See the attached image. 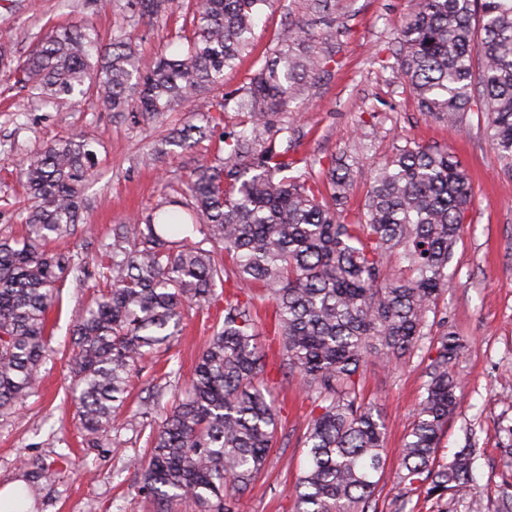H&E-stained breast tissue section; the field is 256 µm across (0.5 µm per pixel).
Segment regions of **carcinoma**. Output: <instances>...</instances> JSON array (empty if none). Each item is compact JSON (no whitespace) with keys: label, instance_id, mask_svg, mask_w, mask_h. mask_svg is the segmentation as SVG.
<instances>
[{"label":"carcinoma","instance_id":"obj_1","mask_svg":"<svg viewBox=\"0 0 512 512\" xmlns=\"http://www.w3.org/2000/svg\"><path fill=\"white\" fill-rule=\"evenodd\" d=\"M174 0H132L140 19L163 21ZM271 0H194L187 48L160 58L143 81L130 31L119 26L101 45L83 25L47 31L14 72L37 97H93L108 112H134L151 123L197 103L202 124L180 130L176 145L221 125L232 107L246 114L225 132L214 162L187 181L188 199H167L151 213L112 229L109 260L95 270L53 242L79 222L84 183L96 151L82 137L59 139L23 159L20 172L34 205L20 238L0 239V414L38 393L52 351L47 313L71 278L98 277L106 288L77 315L69 353L78 427L90 448L115 429L131 379L147 355L178 335L184 307L224 301L223 319L200 351L192 378L155 386L145 410L150 454L139 492L167 512L175 498L200 512H233V504L264 469L281 409L266 395V365L257 347L261 315L272 305L273 341L282 365L312 401L303 447L307 466L294 488L295 512H377V475L386 462V433L376 408L359 392L368 359L397 364L434 336L424 394L400 451L395 488L401 498H467L473 492L475 433L450 461L437 462L448 422L459 406L451 366L465 345L431 319L448 287L454 247L472 206L466 170L447 150L406 142L373 176L362 213L343 215L351 168L317 161L291 138L288 101L301 74L324 70L328 57L294 54L305 37L284 27L277 58L250 82L219 100L203 93L224 85V71L252 47L254 27ZM395 58L418 108L456 125L472 106L490 119L491 138L512 172V0H415L399 30ZM400 251L409 274L387 273ZM231 261L235 280L224 298ZM25 486L0 497V512H33L56 469L38 458L23 464Z\"/></svg>","mask_w":512,"mask_h":512}]
</instances>
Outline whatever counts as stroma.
I'll list each match as a JSON object with an SVG mask.
<instances>
[{
  "label": "stroma",
  "instance_id": "obj_1",
  "mask_svg": "<svg viewBox=\"0 0 512 512\" xmlns=\"http://www.w3.org/2000/svg\"><path fill=\"white\" fill-rule=\"evenodd\" d=\"M310 3L272 0L254 30L251 53L225 71L224 89L230 92L249 83L265 58L276 54L280 30L299 24L307 32L308 44L332 62L328 71L306 75L288 104L296 149L326 167L343 155L352 156L346 203L350 215L362 211L375 168L405 141L448 148L462 162L474 202L436 315L447 319L466 344L453 368L462 383L463 404L448 425L438 457L448 461L462 446L466 428H475L480 448L476 488L485 504H494L502 484L512 482V457L505 453L512 446V175L495 152L479 112L449 126L419 111L392 57L396 31L412 13L413 0H328L320 11L312 10ZM130 13L128 0H0V50L16 64L48 29L83 23L93 25L105 39ZM182 26L178 17L155 25L140 22L134 34L143 63L185 49ZM189 118V112H174L164 124L150 128L132 114H112L89 100L40 107L0 67V237H17L24 231L29 202L19 170L21 158L80 134L93 143L98 165L83 190L81 220L57 247L100 264L105 245L112 241L113 225L150 212L163 197L176 195L190 171L216 154L215 137L186 150L163 145V138L175 135ZM92 296L91 288L66 282L60 308L49 315L54 355L41 389L16 413L0 416V491L23 487V459L52 460L65 453L75 464L60 472L53 498L42 512H156L155 503L138 491L147 437L136 434L127 420L159 383L162 366L178 370L181 380L191 377L212 321L205 314L186 312L178 340L155 351L133 378L118 434L107 436L101 447L89 448L76 427L64 348L73 319ZM434 353L426 339L409 360L389 365L374 358L364 371L361 390L377 404L387 429L378 512L439 510L424 490L400 501L393 488L399 450ZM266 378L286 425L278 432L263 473L241 494L236 512H293L291 492L305 465L302 437L311 403L296 380L280 370L273 350L268 353Z\"/></svg>",
  "mask_w": 512,
  "mask_h": 512
}]
</instances>
